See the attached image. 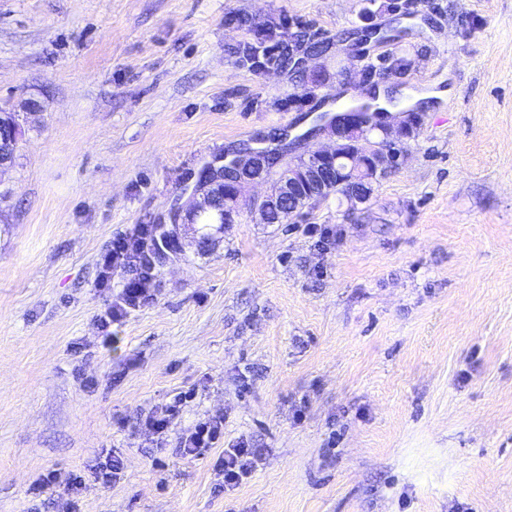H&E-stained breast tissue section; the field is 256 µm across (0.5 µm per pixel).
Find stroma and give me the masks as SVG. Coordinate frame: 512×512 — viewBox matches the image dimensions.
I'll list each match as a JSON object with an SVG mask.
<instances>
[{
	"mask_svg": "<svg viewBox=\"0 0 512 512\" xmlns=\"http://www.w3.org/2000/svg\"><path fill=\"white\" fill-rule=\"evenodd\" d=\"M408 3L404 83L430 98L398 167L354 207L182 236L112 321L127 275L101 285L100 255L202 201L207 162L275 131L330 146L311 108L362 95L336 60L365 0H0V110L22 126L0 170V512H56L31 491L50 471L84 474L79 512H512V0ZM243 15L312 26L323 82L239 65ZM181 393L172 430L145 431ZM214 415L223 439L181 457ZM243 439L264 461L215 494ZM105 461L97 462L94 469V478L104 486H109L121 474L124 463L121 457L112 455V451H105Z\"/></svg>",
	"mask_w": 512,
	"mask_h": 512,
	"instance_id": "1",
	"label": "stroma"
}]
</instances>
